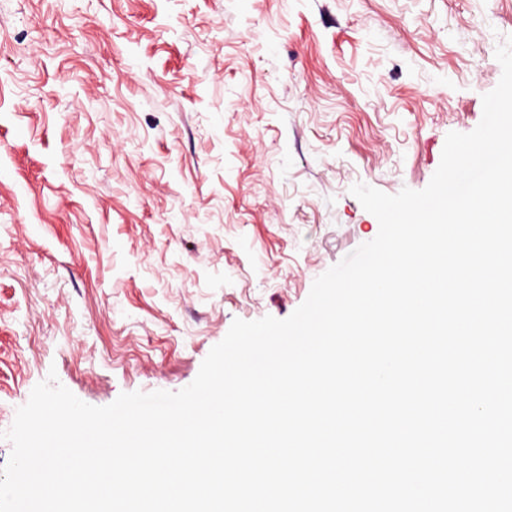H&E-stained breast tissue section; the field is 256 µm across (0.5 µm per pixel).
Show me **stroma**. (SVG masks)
Wrapping results in <instances>:
<instances>
[{
    "mask_svg": "<svg viewBox=\"0 0 512 512\" xmlns=\"http://www.w3.org/2000/svg\"><path fill=\"white\" fill-rule=\"evenodd\" d=\"M512 0H0V431L175 392L472 131Z\"/></svg>",
    "mask_w": 512,
    "mask_h": 512,
    "instance_id": "obj_1",
    "label": "stroma"
}]
</instances>
